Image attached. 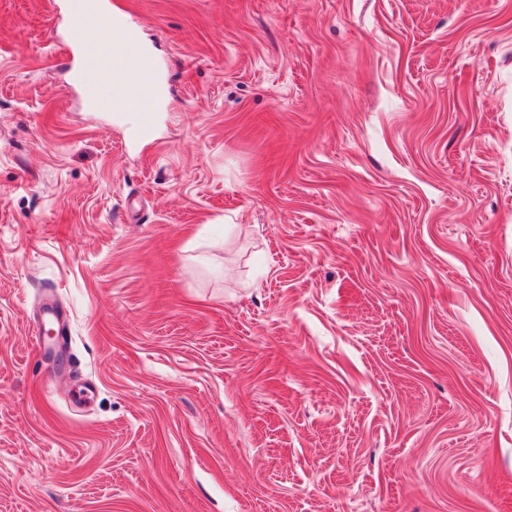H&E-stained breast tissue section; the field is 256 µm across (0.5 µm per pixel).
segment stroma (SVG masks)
<instances>
[{
    "instance_id": "1",
    "label": "stroma",
    "mask_w": 512,
    "mask_h": 512,
    "mask_svg": "<svg viewBox=\"0 0 512 512\" xmlns=\"http://www.w3.org/2000/svg\"><path fill=\"white\" fill-rule=\"evenodd\" d=\"M114 2L137 146L0 0V512H512V0ZM67 320V312L63 309H56L50 315V323L55 327V329H51L52 336H44V326L38 333H36L35 343L36 346L41 347L42 343L50 342L52 344L58 343L64 339L63 336L66 335L64 330V324Z\"/></svg>"
}]
</instances>
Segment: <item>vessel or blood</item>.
Instances as JSON below:
<instances>
[{
    "instance_id": "b4317fda",
    "label": "vessel or blood",
    "mask_w": 512,
    "mask_h": 512,
    "mask_svg": "<svg viewBox=\"0 0 512 512\" xmlns=\"http://www.w3.org/2000/svg\"><path fill=\"white\" fill-rule=\"evenodd\" d=\"M100 13L106 20L109 37L86 41L81 39L82 21L86 13ZM72 37L78 38L82 67L94 70L105 84L119 83L123 93L118 97H102L94 102L102 112L122 110L128 103L140 107L132 121V133L139 139H151L156 121L157 64L139 43L125 15L114 13L107 0H72L67 15Z\"/></svg>"
}]
</instances>
